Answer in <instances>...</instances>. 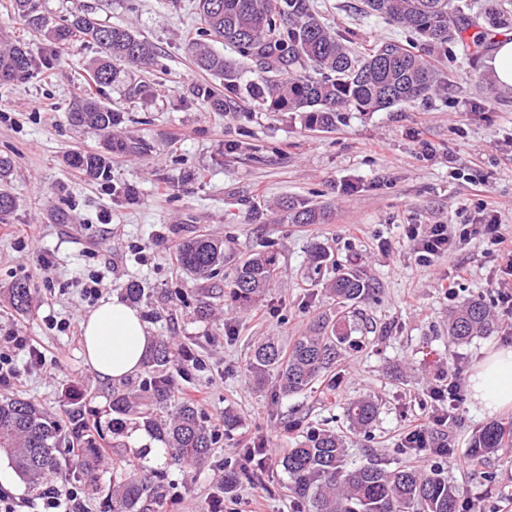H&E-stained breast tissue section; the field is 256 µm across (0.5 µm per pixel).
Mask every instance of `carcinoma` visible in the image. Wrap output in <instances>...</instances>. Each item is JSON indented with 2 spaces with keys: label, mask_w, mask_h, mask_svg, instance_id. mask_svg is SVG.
Masks as SVG:
<instances>
[{
  "label": "carcinoma",
  "mask_w": 512,
  "mask_h": 512,
  "mask_svg": "<svg viewBox=\"0 0 512 512\" xmlns=\"http://www.w3.org/2000/svg\"><path fill=\"white\" fill-rule=\"evenodd\" d=\"M198 36L214 37L233 47L252 63L258 80L240 84L233 63L199 40L188 43L197 69L224 78V89L199 85L195 95L216 111L241 95L269 112H305L312 126L329 127L341 112H377L402 102L425 100L441 84L440 72L423 52L442 50L455 36L473 24L468 0H365L367 12L394 22L418 35L422 51L413 44L389 41L376 44L362 55L353 53L346 35L330 30L316 15L311 0H195ZM479 15L481 47L503 31L512 29V0H490ZM16 18L47 47L50 55L77 38L94 42L99 57L89 70L96 86L109 87L120 74L118 66L153 65L157 48L124 26L104 25L88 13L61 23L47 18L40 0H12ZM46 62L36 59L29 47L0 38V82L32 77L33 69ZM73 125L97 131L107 153H75L70 166L98 179L108 174L113 150L143 154L148 145L138 139L119 140L114 129L122 123L120 113L98 96L77 101L70 110ZM14 162L0 156V221L17 208L6 189ZM178 261L186 272L208 278L224 269V240L201 234L177 246ZM279 267L273 252L248 255L235 265L227 284L230 298L242 307L262 300L276 281ZM325 291L336 302L333 312L313 320L288 352L268 338L253 347L248 368L263 384L275 376L279 396L307 391L329 377L336 362L351 346L355 325L349 308L372 298L373 288L356 271L335 265V275ZM10 297L15 309L24 312L32 299L25 280L15 282ZM487 302H463L448 316V340L469 342L490 329ZM175 353L169 341L155 342L143 363L138 381L112 386L110 410L137 427L144 428L162 444L163 455L175 465H197L210 457L218 433L203 419L198 406L176 393L171 365ZM347 420L359 430L375 421L378 407L370 397L347 403ZM425 431L428 452L446 457L448 442ZM504 427L486 424L469 449L476 465L502 448ZM104 431L91 421L83 405L75 404L60 418L49 414L33 400L0 399V452L20 478L33 489L49 478L63 483L75 477L83 487L105 494L106 512H145L148 503L162 504L164 473L152 470L118 450L113 451L112 480L100 477L101 441ZM346 448L335 432L322 429L288 450L280 466L288 473L297 512H464L463 492L448 481L436 466L428 471L414 467L387 468L380 464L348 468Z\"/></svg>",
  "instance_id": "cac0c4a2"
}]
</instances>
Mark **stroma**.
<instances>
[{
  "label": "stroma",
  "mask_w": 512,
  "mask_h": 512,
  "mask_svg": "<svg viewBox=\"0 0 512 512\" xmlns=\"http://www.w3.org/2000/svg\"><path fill=\"white\" fill-rule=\"evenodd\" d=\"M41 4L47 17L88 11L157 46L153 68L124 66L120 81L105 90L123 116L119 137L139 138L151 150L113 153L105 181L69 167L71 152L101 149L93 132L68 121L71 105L96 91L87 71L98 55L93 42L70 44L26 82L0 84V155L15 162L9 190L18 203L8 223H0V350L13 354L17 370L16 379L0 385V396L31 398L57 415L77 400L106 410L112 384L83 356L80 322L92 305L81 289L95 276L101 298L124 303L135 281L145 290L135 307L150 335L191 350L197 361L189 371L174 369L179 396L194 401L205 420L227 409L237 416L235 425L221 428L205 465L150 458V467L168 474L173 505L165 512H207L224 460L238 458L259 438L277 463L260 480L240 479L224 512H294L278 460L314 427L342 435L348 465L440 464L464 489L471 512H512V439L482 465L468 457L472 436L493 420L512 424V411L479 412L466 395L452 406L432 397L435 388L464 383L489 348L512 346V310L500 300L512 287V269L478 229L488 219L478 202L492 200L501 208L502 233L512 235V87L491 85L489 48L475 57L465 51L477 28L438 53L444 90L377 112H345L334 129L321 131L309 128L302 112H269L244 98L216 112L193 96L195 86L220 83L198 72L186 49L197 27L194 0ZM314 5L350 37L354 53L409 38L364 14L361 0ZM142 82L149 93H130ZM129 187L138 195L132 203L125 198ZM290 201L315 211V223H293ZM435 224L471 230L455 238L449 253L419 261L410 231L423 234ZM201 233L224 240V268L210 283L219 288L241 257L272 246L280 276L262 301L246 309L228 305L181 269L176 243ZM315 242L337 263L363 272L378 299L359 306L362 343L337 362L335 386L322 383L278 399L272 383H254L250 346L266 336L289 346L311 317L333 310L323 290L333 270L315 268ZM19 280L33 289L24 313L14 310L9 295ZM477 295L492 301L491 331L450 344L449 311ZM10 334L37 347L44 365L30 364L27 352L7 343ZM362 396L379 408L367 436L344 415L345 404ZM450 411L456 416L447 429L451 458L402 452L408 428L433 425Z\"/></svg>",
  "instance_id": "1"
}]
</instances>
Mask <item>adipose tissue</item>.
<instances>
[{
  "instance_id": "obj_1",
  "label": "adipose tissue",
  "mask_w": 512,
  "mask_h": 512,
  "mask_svg": "<svg viewBox=\"0 0 512 512\" xmlns=\"http://www.w3.org/2000/svg\"><path fill=\"white\" fill-rule=\"evenodd\" d=\"M83 353L101 379L135 375L152 343L137 309L112 299L100 303L81 323ZM466 386L480 410L512 408V346L488 350L472 367Z\"/></svg>"
}]
</instances>
